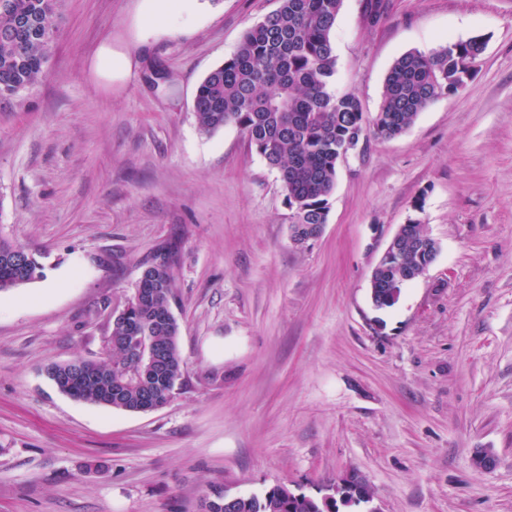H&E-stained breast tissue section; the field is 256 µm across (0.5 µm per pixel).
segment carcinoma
Returning a JSON list of instances; mask_svg holds the SVG:
<instances>
[{"mask_svg": "<svg viewBox=\"0 0 512 512\" xmlns=\"http://www.w3.org/2000/svg\"><path fill=\"white\" fill-rule=\"evenodd\" d=\"M0 8V100L9 101L36 86L46 76L62 17L64 0H8ZM277 8L250 27L236 52L210 71L197 88L193 114L199 131L210 135L235 125L250 147L279 173L282 192L295 212V223L324 224L328 198L344 148L366 138L360 101L336 95L332 89L336 54L331 32L342 0H278ZM486 41L480 36L442 47L428 55L408 52L391 66L383 85L374 130L392 139L410 128L435 98L461 89L472 59ZM396 241L397 254L377 267L371 280V301L378 310L393 307L403 287L423 273L434 247L424 224L408 220ZM152 262L146 275L158 290L147 308L131 297L120 310L109 311L110 331L105 355L94 361L96 373L78 376L83 360L53 363L47 375L63 393L93 405L138 412L151 397L164 402L180 388L183 359L178 345L179 324L169 316L174 278L169 254ZM43 277L34 255L0 239V292ZM137 318L142 335L163 347L167 361L154 377L133 372L126 343L127 324ZM351 472L338 480L335 495L346 503H368L369 494H345ZM231 512H336V500L315 498L277 485L263 496H236Z\"/></svg>", "mask_w": 512, "mask_h": 512, "instance_id": "carcinoma-1", "label": "carcinoma"}]
</instances>
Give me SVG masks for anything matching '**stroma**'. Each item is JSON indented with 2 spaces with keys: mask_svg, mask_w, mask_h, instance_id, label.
<instances>
[{
  "mask_svg": "<svg viewBox=\"0 0 512 512\" xmlns=\"http://www.w3.org/2000/svg\"><path fill=\"white\" fill-rule=\"evenodd\" d=\"M277 5L188 0L155 25L150 0H65L45 78L0 103V237L44 266L0 292V512H198L214 487L319 498L353 470L372 502L340 512H512V0H387L375 26L342 0L332 89L370 122L404 53L487 47L460 90L339 165L302 247L277 172L192 113ZM105 44L130 60L109 82ZM411 217L439 252L374 309L372 269ZM167 245L173 400L132 413L59 392L45 365L100 359L99 302L122 307Z\"/></svg>",
  "mask_w": 512,
  "mask_h": 512,
  "instance_id": "obj_1",
  "label": "stroma"
}]
</instances>
